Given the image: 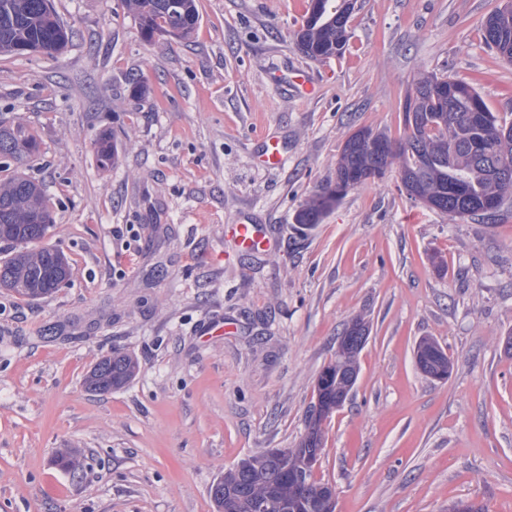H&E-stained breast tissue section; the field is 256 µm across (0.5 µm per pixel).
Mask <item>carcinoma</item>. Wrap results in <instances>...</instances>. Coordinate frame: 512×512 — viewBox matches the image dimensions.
<instances>
[{"mask_svg":"<svg viewBox=\"0 0 512 512\" xmlns=\"http://www.w3.org/2000/svg\"><path fill=\"white\" fill-rule=\"evenodd\" d=\"M139 20L147 40L156 36L186 38L199 27L197 0H123ZM355 0H311L310 9L296 33L301 51L311 59L323 60L342 53L348 40L347 26ZM485 43L512 60V8H498L483 22ZM69 42V32L50 0H0V54L23 55L26 49L55 54ZM436 74L417 78L430 90L405 98L404 135L395 140L382 132H369L388 144L377 156L369 141L346 140L336 167V180L354 190L370 180L383 177L394 160H399L400 176L420 190L418 201L432 202V208L460 217L491 219L480 210L485 199L500 204L512 198V123L489 110L479 92L466 80L445 77L448 90L431 88ZM39 152L37 138L22 123L0 120V169L13 174L0 184V286L34 301L52 296L59 283L70 277L63 255L45 246L36 252L27 246L45 239L50 225L39 217L53 218V212L39 183L24 168ZM97 160L109 168L117 162V148L103 133L96 141ZM342 199L329 185L312 195L297 215L303 226L318 224ZM422 372L450 371L452 364L435 341L417 344ZM358 351L338 343L336 360L328 364L316 382L321 415L306 417V432L298 447L289 450L294 467H306L310 458H319L322 449V420L330 418L339 406L351 376L358 374ZM137 362L125 353L114 352L101 358L86 379L88 388L109 393L127 386L135 377ZM269 451L241 461L218 479L210 492L216 512H254V502L270 499L283 504L271 512H328L322 483L309 477V483L296 487L275 464Z\"/></svg>","mask_w":512,"mask_h":512,"instance_id":"cac0c4a2","label":"carcinoma"}]
</instances>
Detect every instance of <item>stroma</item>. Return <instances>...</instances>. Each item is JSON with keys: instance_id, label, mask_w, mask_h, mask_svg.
<instances>
[{"instance_id": "35a3bbf8", "label": "stroma", "mask_w": 512, "mask_h": 512, "mask_svg": "<svg viewBox=\"0 0 512 512\" xmlns=\"http://www.w3.org/2000/svg\"><path fill=\"white\" fill-rule=\"evenodd\" d=\"M503 3L357 0L343 55L313 60L294 37L309 0H198L192 37L150 42L119 0H53L70 41L0 56V119L39 142L45 243L72 277L40 301L0 288V512H215L217 478L297 447L356 316L370 335L315 473L336 512H512V203L484 222L431 210L394 165L320 224L296 222L351 133L402 137L420 72L466 79L512 121V61L481 30ZM301 71L314 95L291 86ZM268 132L287 147L278 169L256 160ZM242 216L274 247L238 248ZM424 337L450 357L447 379L418 369ZM116 350L135 379L89 391ZM67 448L82 470L56 465Z\"/></svg>"}]
</instances>
